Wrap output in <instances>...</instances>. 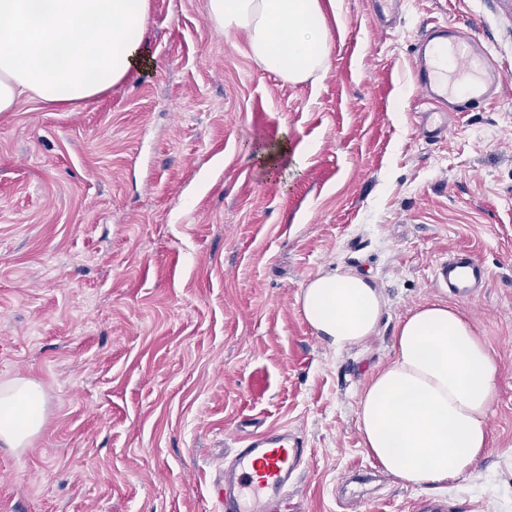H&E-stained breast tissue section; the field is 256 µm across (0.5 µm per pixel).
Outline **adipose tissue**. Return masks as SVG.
<instances>
[{
    "mask_svg": "<svg viewBox=\"0 0 512 512\" xmlns=\"http://www.w3.org/2000/svg\"><path fill=\"white\" fill-rule=\"evenodd\" d=\"M150 0H0V112L25 98L76 106L134 80L153 57L145 38ZM211 24L245 34L263 69L297 83L328 68L321 0H208ZM302 315L335 349L371 336L384 300L364 277L320 273L301 288ZM497 368L470 323L431 302L400 323L394 359L371 374L357 401L361 444L411 487L470 473L491 441ZM43 392L26 379L0 382V442L27 447L43 423Z\"/></svg>",
    "mask_w": 512,
    "mask_h": 512,
    "instance_id": "1",
    "label": "adipose tissue"
}]
</instances>
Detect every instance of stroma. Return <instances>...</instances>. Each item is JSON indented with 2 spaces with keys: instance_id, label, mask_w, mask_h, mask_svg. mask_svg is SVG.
<instances>
[{
  "instance_id": "35a3bbf8",
  "label": "stroma",
  "mask_w": 512,
  "mask_h": 512,
  "mask_svg": "<svg viewBox=\"0 0 512 512\" xmlns=\"http://www.w3.org/2000/svg\"><path fill=\"white\" fill-rule=\"evenodd\" d=\"M330 67L291 84L208 20L207 0H150V68L73 110L0 112V381L35 380L44 423L0 443V512H210L240 440L288 426L307 450L289 512H512V0H372L327 11ZM507 78L425 139L412 58L441 22ZM288 135L299 169L266 179L248 151ZM468 251L477 299L434 269ZM368 278L386 302L338 351L297 302L323 272ZM458 309L499 373L492 441L428 492L370 457L357 400L428 301Z\"/></svg>"
}]
</instances>
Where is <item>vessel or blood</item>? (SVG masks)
Instances as JSON below:
<instances>
[{
  "label": "vessel or blood",
  "mask_w": 512,
  "mask_h": 512,
  "mask_svg": "<svg viewBox=\"0 0 512 512\" xmlns=\"http://www.w3.org/2000/svg\"><path fill=\"white\" fill-rule=\"evenodd\" d=\"M416 84L431 104L421 132L436 139L446 129L444 113L498 98L506 77L478 37L462 36L446 23L426 30L413 60ZM436 282L449 293L470 298L486 283L487 269L468 252L437 265ZM306 455L287 427L268 428L244 438L212 490V512H287Z\"/></svg>",
  "instance_id": "vessel-or-blood-1"
}]
</instances>
